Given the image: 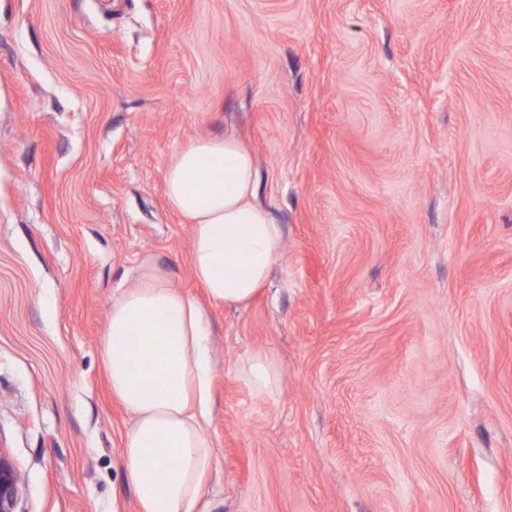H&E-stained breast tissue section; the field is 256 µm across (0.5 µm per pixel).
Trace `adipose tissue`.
<instances>
[{
  "label": "adipose tissue",
  "instance_id": "adipose-tissue-1",
  "mask_svg": "<svg viewBox=\"0 0 512 512\" xmlns=\"http://www.w3.org/2000/svg\"><path fill=\"white\" fill-rule=\"evenodd\" d=\"M252 154L231 135L191 141L168 166L165 197L191 223L200 303L157 259L115 294L100 340L113 398L131 421L123 468L138 512H194L215 463L210 305L246 306L280 258L282 225L256 202ZM147 336L143 358L129 338Z\"/></svg>",
  "mask_w": 512,
  "mask_h": 512
}]
</instances>
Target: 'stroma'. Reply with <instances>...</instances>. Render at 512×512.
I'll return each instance as SVG.
<instances>
[{
	"instance_id": "35a3bbf8",
	"label": "stroma",
	"mask_w": 512,
	"mask_h": 512,
	"mask_svg": "<svg viewBox=\"0 0 512 512\" xmlns=\"http://www.w3.org/2000/svg\"><path fill=\"white\" fill-rule=\"evenodd\" d=\"M224 134L284 238L211 310L196 512H512V0H0L15 512H137L100 339L146 256L202 297L164 176ZM245 379L258 397L273 396L279 389L280 371L266 356H254L243 367Z\"/></svg>"
}]
</instances>
